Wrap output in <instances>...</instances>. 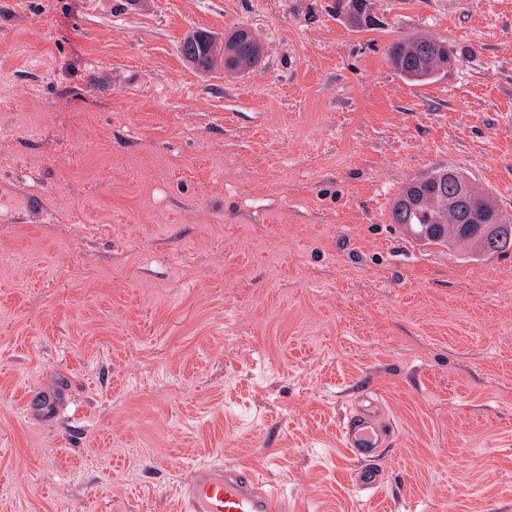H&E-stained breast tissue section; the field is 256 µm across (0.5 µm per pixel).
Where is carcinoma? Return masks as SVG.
<instances>
[{
  "mask_svg": "<svg viewBox=\"0 0 512 512\" xmlns=\"http://www.w3.org/2000/svg\"><path fill=\"white\" fill-rule=\"evenodd\" d=\"M199 34L194 30L183 39L181 55L200 72H212L227 61L229 71L248 73L260 60V43L245 27L224 38L222 46L201 47ZM388 54L401 77L415 84L428 83L448 70L453 56L445 42L427 36L398 40ZM389 221L425 245L445 247L465 258L512 249V215L500 211L455 169L412 179L394 199Z\"/></svg>",
  "mask_w": 512,
  "mask_h": 512,
  "instance_id": "carcinoma-1",
  "label": "carcinoma"
}]
</instances>
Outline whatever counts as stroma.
I'll use <instances>...</instances> for the list:
<instances>
[{"label": "stroma", "mask_w": 512, "mask_h": 512, "mask_svg": "<svg viewBox=\"0 0 512 512\" xmlns=\"http://www.w3.org/2000/svg\"><path fill=\"white\" fill-rule=\"evenodd\" d=\"M369 4L0 0V512H177L214 456L288 512H512V251L389 221L439 168L512 214V0ZM239 26L253 72L183 60ZM413 35L455 53L435 83L390 63ZM342 442L360 464L353 475L356 490H375L384 481L386 470L381 464L385 448L392 444V429L378 421L367 408L350 412L341 428Z\"/></svg>", "instance_id": "obj_1"}]
</instances>
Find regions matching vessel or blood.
I'll return each instance as SVG.
<instances>
[{
	"label": "vessel or blood",
	"mask_w": 512,
	"mask_h": 512,
	"mask_svg": "<svg viewBox=\"0 0 512 512\" xmlns=\"http://www.w3.org/2000/svg\"><path fill=\"white\" fill-rule=\"evenodd\" d=\"M342 442L357 461L356 490H374L384 481L381 460L392 444V429L373 411L349 413L341 428ZM180 512H287V500L245 465L216 458L194 466L179 487Z\"/></svg>",
	"instance_id": "vessel-or-blood-1"
}]
</instances>
